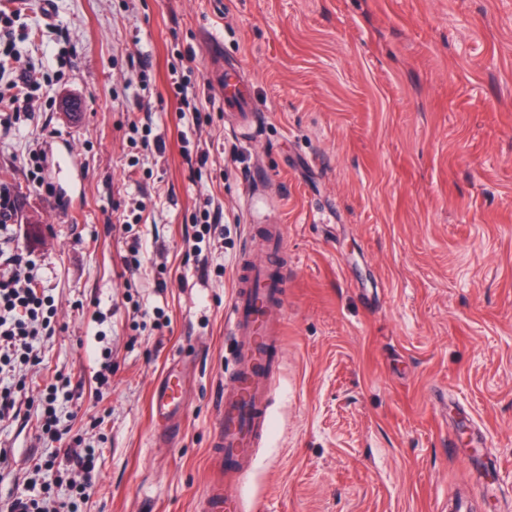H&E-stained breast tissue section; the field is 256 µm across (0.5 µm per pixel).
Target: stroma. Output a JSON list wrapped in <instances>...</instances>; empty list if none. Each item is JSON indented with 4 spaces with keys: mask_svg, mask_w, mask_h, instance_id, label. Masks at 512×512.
I'll list each match as a JSON object with an SVG mask.
<instances>
[{
    "mask_svg": "<svg viewBox=\"0 0 512 512\" xmlns=\"http://www.w3.org/2000/svg\"><path fill=\"white\" fill-rule=\"evenodd\" d=\"M30 0L0 88L45 83L0 127L21 278L54 301L40 362L0 420V493L33 475L56 375L68 441L100 449L79 512H199L245 247L285 228L284 362L248 492L254 512H512V0ZM203 93L181 119L169 65ZM251 88L240 128L207 76ZM87 102L81 123L67 104ZM163 153L142 147L136 122ZM210 153L206 167L190 160ZM72 157V173L32 153ZM222 221L194 254L205 211ZM140 239L139 269L125 258ZM182 361L180 433L148 405ZM111 366V386L96 377Z\"/></svg>",
    "mask_w": 512,
    "mask_h": 512,
    "instance_id": "35a3bbf8",
    "label": "stroma"
}]
</instances>
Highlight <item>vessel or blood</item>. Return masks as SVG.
Segmentation results:
<instances>
[{"label":"vessel or blood","instance_id":"b4317fda","mask_svg":"<svg viewBox=\"0 0 512 512\" xmlns=\"http://www.w3.org/2000/svg\"><path fill=\"white\" fill-rule=\"evenodd\" d=\"M212 81L223 92L224 108L240 112L252 104L245 84L229 70L213 72ZM282 225L265 227L260 249H247L233 301L225 317V331L233 341L236 369L224 384L219 406L214 459L225 461V478L210 482L200 501L201 512H246V480L256 449L271 431L269 403L282 362L287 268L283 263ZM184 406L181 372L170 368L157 381L150 413L162 425L164 437L175 431L174 418Z\"/></svg>","mask_w":512,"mask_h":512}]
</instances>
